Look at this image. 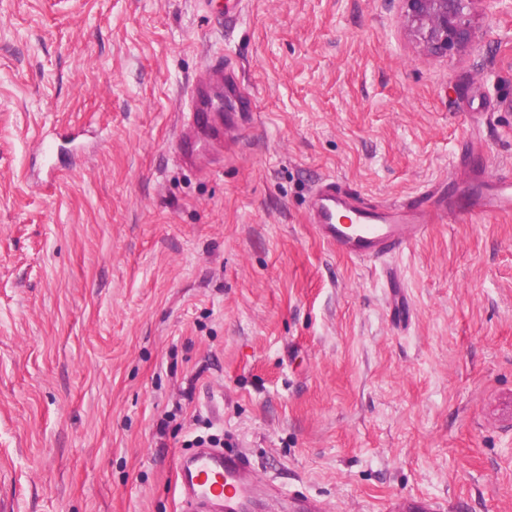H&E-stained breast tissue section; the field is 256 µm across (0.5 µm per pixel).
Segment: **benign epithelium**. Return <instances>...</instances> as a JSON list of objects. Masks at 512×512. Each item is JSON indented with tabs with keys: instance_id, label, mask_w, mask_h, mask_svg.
<instances>
[{
	"instance_id": "benign-epithelium-1",
	"label": "benign epithelium",
	"mask_w": 512,
	"mask_h": 512,
	"mask_svg": "<svg viewBox=\"0 0 512 512\" xmlns=\"http://www.w3.org/2000/svg\"><path fill=\"white\" fill-rule=\"evenodd\" d=\"M409 30L429 55L446 57L481 37L475 12L489 0H400Z\"/></svg>"
}]
</instances>
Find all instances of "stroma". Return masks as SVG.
Returning <instances> with one entry per match:
<instances>
[{
  "instance_id": "stroma-1",
  "label": "stroma",
  "mask_w": 512,
  "mask_h": 512,
  "mask_svg": "<svg viewBox=\"0 0 512 512\" xmlns=\"http://www.w3.org/2000/svg\"><path fill=\"white\" fill-rule=\"evenodd\" d=\"M0 0V490L13 512H179L196 436L327 512L424 494L512 512V214L431 225L380 268L307 222L512 176V7L424 53L399 0ZM254 91L196 165L208 52ZM80 131L38 169L51 128Z\"/></svg>"
}]
</instances>
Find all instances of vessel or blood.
Instances as JSON below:
<instances>
[{
	"mask_svg": "<svg viewBox=\"0 0 512 512\" xmlns=\"http://www.w3.org/2000/svg\"><path fill=\"white\" fill-rule=\"evenodd\" d=\"M245 100L234 71L223 57L209 58L206 68L182 104V123L177 134L178 155L192 164L205 140L220 138L216 114L226 99ZM479 213H512V180L485 182L470 194L429 204L427 199L411 203L373 206L364 204L359 193L323 182L309 207V222L319 239L336 247L342 255L360 262L384 263L386 284L393 288L396 305H407L400 276L386 266L388 257L399 254L413 238L423 235L431 224L446 218L465 223ZM182 512H325L318 502L279 494L260 479L242 452L202 447L184 456L178 475Z\"/></svg>",
	"mask_w": 512,
	"mask_h": 512,
	"instance_id": "obj_1",
	"label": "vessel or blood"
}]
</instances>
